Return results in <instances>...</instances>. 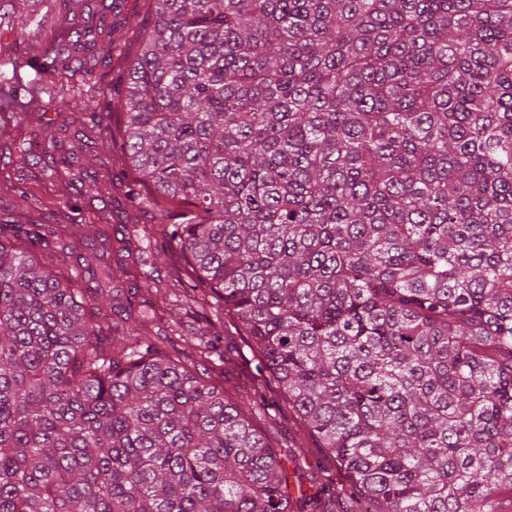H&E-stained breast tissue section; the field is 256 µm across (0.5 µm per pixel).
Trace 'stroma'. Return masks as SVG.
<instances>
[{
	"label": "stroma",
	"mask_w": 512,
	"mask_h": 512,
	"mask_svg": "<svg viewBox=\"0 0 512 512\" xmlns=\"http://www.w3.org/2000/svg\"><path fill=\"white\" fill-rule=\"evenodd\" d=\"M151 19V0H30L25 7L20 0H0V215L64 225L62 238L50 243L53 265L71 268L82 258L101 280L118 259V225L150 223L153 211L145 205L126 204L130 178L124 167L117 163L104 166L96 148L80 146V131L111 124V103L103 99L95 111L75 112L67 100L70 94L89 90L90 75L123 81L127 63L139 49L142 27ZM65 27L92 31L100 42L112 43V62L97 64L85 51L74 50L67 89L49 86L30 95L37 61ZM38 109L44 113L42 124L23 121V113ZM52 138L58 142V153L76 151L73 165L51 163L45 150ZM22 140L32 151L25 166L9 152L10 146ZM90 178L97 179L100 193H85L82 183ZM106 207L113 210L111 227L104 229L102 237L89 235L90 225L99 223ZM208 318V312L183 308L170 295L149 325L150 337L175 355L189 348L185 339L175 334L176 322L191 329L205 326ZM255 363L246 339L228 325L222 329L212 357L199 361L197 371L232 392L245 382L247 369ZM252 399L257 409L252 424L286 462L292 483L312 494L317 485L329 482L340 495L352 494L332 456L306 434L297 413L283 403L274 387L253 392Z\"/></svg>",
	"instance_id": "1"
}]
</instances>
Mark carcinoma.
Returning a JSON list of instances; mask_svg holds the SVG:
<instances>
[{
  "mask_svg": "<svg viewBox=\"0 0 512 512\" xmlns=\"http://www.w3.org/2000/svg\"><path fill=\"white\" fill-rule=\"evenodd\" d=\"M112 99L122 241L179 248L199 290L361 499L500 512L512 490V0H153ZM66 29L43 64L66 76ZM0 217V512H323L230 395L97 304Z\"/></svg>",
  "mask_w": 512,
  "mask_h": 512,
  "instance_id": "cac0c4a2",
  "label": "carcinoma"
}]
</instances>
